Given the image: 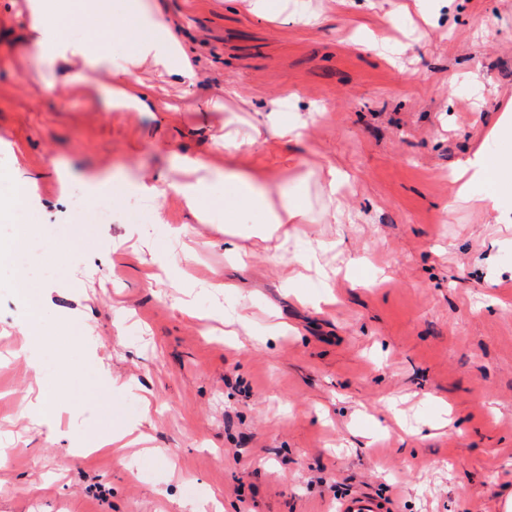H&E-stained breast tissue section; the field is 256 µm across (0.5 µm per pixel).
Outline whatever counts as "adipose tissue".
Instances as JSON below:
<instances>
[{
    "label": "adipose tissue",
    "mask_w": 512,
    "mask_h": 512,
    "mask_svg": "<svg viewBox=\"0 0 512 512\" xmlns=\"http://www.w3.org/2000/svg\"><path fill=\"white\" fill-rule=\"evenodd\" d=\"M127 11L138 15V31L112 25V16ZM30 22L32 42L47 62L76 58L86 70L109 73L107 96L115 111L148 112L153 108L132 71L133 64L149 61L168 72L190 74L176 37L156 18L149 0H30ZM75 26L96 32L97 40L70 37L68 31ZM111 41L126 46L128 64L112 59L107 51ZM458 176L485 184L487 190L480 201L493 209L512 200V170L502 160L490 159L485 148H477L459 164ZM224 179L232 190L221 198L209 197L205 185L199 183L175 182L171 188L182 195L191 211H223L225 223L244 224L258 217L254 235L263 241L292 237L293 225L306 217V188L281 196L275 205L262 184L249 174L228 171Z\"/></svg>",
    "instance_id": "1"
}]
</instances>
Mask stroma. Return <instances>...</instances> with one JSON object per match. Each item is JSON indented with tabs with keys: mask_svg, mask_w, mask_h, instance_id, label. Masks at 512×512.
<instances>
[{
	"mask_svg": "<svg viewBox=\"0 0 512 512\" xmlns=\"http://www.w3.org/2000/svg\"><path fill=\"white\" fill-rule=\"evenodd\" d=\"M195 73L144 64L158 112H114L106 73L44 64L28 0H0V203L33 189L17 219L71 224L70 198L106 182L109 224L45 244L43 301L0 278V512H336L367 493L386 512H505L512 497V223L456 205L451 175L512 99V0H153ZM306 120L234 156L225 126ZM205 159L271 200L306 183L297 237L266 249L241 224L199 221L175 194L127 213L138 183ZM346 172L332 223L321 166ZM328 245L335 304L316 276L284 287L302 243ZM90 326L85 345L79 328ZM41 370L32 375L30 353ZM59 411H32L40 389ZM137 428L117 463L100 443ZM109 490L106 500L96 486Z\"/></svg>",
	"mask_w": 512,
	"mask_h": 512,
	"instance_id": "35a3bbf8",
	"label": "stroma"
}]
</instances>
